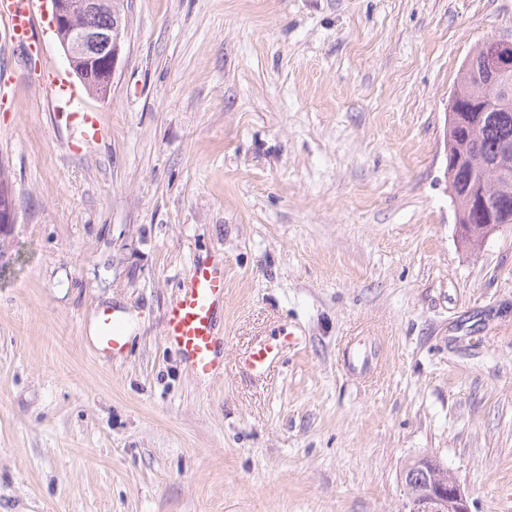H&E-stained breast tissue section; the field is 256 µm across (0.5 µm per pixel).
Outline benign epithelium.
Wrapping results in <instances>:
<instances>
[{"mask_svg": "<svg viewBox=\"0 0 512 512\" xmlns=\"http://www.w3.org/2000/svg\"><path fill=\"white\" fill-rule=\"evenodd\" d=\"M52 27L55 32L65 33L61 46L69 65L80 60L84 67L77 71L83 84H95L99 94L106 95L122 49L126 25L121 0H49ZM102 14L110 16L105 24H93L91 20ZM499 50V70L496 78L489 81L483 91V99L489 103L512 98V39H493ZM5 203L0 205V229L5 230L15 222V211L9 190H4ZM476 200L475 209L480 225L475 235L487 238L512 223L507 211L497 215L487 208L485 196ZM406 499L402 512H471L469 498L453 475L445 476L441 469L421 472L417 483L403 481Z\"/></svg>", "mask_w": 512, "mask_h": 512, "instance_id": "benign-epithelium-1", "label": "benign epithelium"}]
</instances>
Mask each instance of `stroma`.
Masks as SVG:
<instances>
[{
  "label": "stroma",
  "mask_w": 512,
  "mask_h": 512,
  "mask_svg": "<svg viewBox=\"0 0 512 512\" xmlns=\"http://www.w3.org/2000/svg\"><path fill=\"white\" fill-rule=\"evenodd\" d=\"M104 98L50 18L0 43V512H401L437 459L472 512L512 495V225L466 247L445 112L512 0H128ZM73 112L98 113L82 150ZM201 260L224 269V367L164 337ZM127 318L97 353L102 309ZM295 341L261 378L260 339ZM376 370L351 375L354 343ZM126 344V326L123 321L111 310H101L97 319L96 349L113 359L123 355Z\"/></svg>",
  "instance_id": "obj_1"
}]
</instances>
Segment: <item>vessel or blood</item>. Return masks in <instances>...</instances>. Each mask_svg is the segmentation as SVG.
<instances>
[{"instance_id": "vessel-or-blood-1", "label": "vessel or blood", "mask_w": 512, "mask_h": 512, "mask_svg": "<svg viewBox=\"0 0 512 512\" xmlns=\"http://www.w3.org/2000/svg\"><path fill=\"white\" fill-rule=\"evenodd\" d=\"M41 0H0V17L14 47L34 52L32 30ZM79 129L84 144L102 135L98 116L93 112L66 115ZM224 303V270L213 263L196 264L194 272L170 306L165 321L167 343L201 377L216 374L222 364L221 343L216 334V313ZM127 344L126 327L108 309L98 314L95 347L112 358L121 357ZM280 342L267 339L257 344L241 360L242 369L252 376H262L279 357Z\"/></svg>"}]
</instances>
